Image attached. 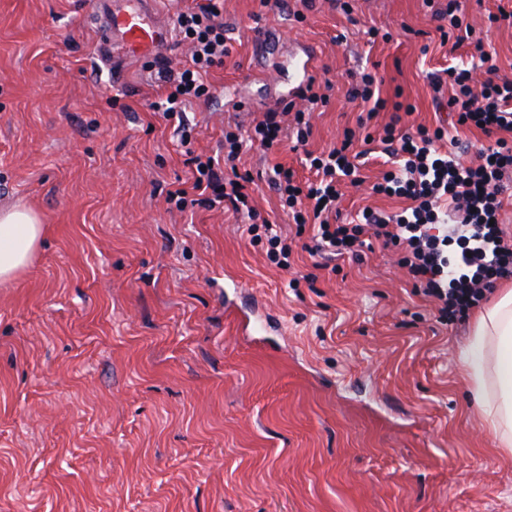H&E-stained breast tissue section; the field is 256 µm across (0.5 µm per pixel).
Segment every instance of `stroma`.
<instances>
[{"label": "stroma", "instance_id": "stroma-1", "mask_svg": "<svg viewBox=\"0 0 512 512\" xmlns=\"http://www.w3.org/2000/svg\"><path fill=\"white\" fill-rule=\"evenodd\" d=\"M93 2L0 0V207L46 226L0 283V512H512V461L460 362L470 321L439 320L380 241L314 269L269 184L278 164L312 178L307 152L351 128L365 184L342 182L341 222L401 211L370 192L389 168L383 128L398 104L413 108L404 127L448 121L431 77L463 65L484 79L473 46L442 43L426 0H349L348 15L224 0L230 53L212 98L185 109V144L151 105L169 92L155 72L188 64L186 46L106 61ZM498 4L461 0L460 16L512 79V26L488 20ZM310 46L334 88L305 148L289 127L237 163L292 249L285 270L248 216L168 195L191 186L189 154H223L225 133L281 106ZM364 72L379 112L348 96Z\"/></svg>", "mask_w": 512, "mask_h": 512}]
</instances>
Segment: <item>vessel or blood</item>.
Here are the masks:
<instances>
[{
  "instance_id": "1",
  "label": "vessel or blood",
  "mask_w": 512,
  "mask_h": 512,
  "mask_svg": "<svg viewBox=\"0 0 512 512\" xmlns=\"http://www.w3.org/2000/svg\"><path fill=\"white\" fill-rule=\"evenodd\" d=\"M96 12L104 45H118L123 54L144 57L169 40L170 30L149 0H99Z\"/></svg>"
}]
</instances>
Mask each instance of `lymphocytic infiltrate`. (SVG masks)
<instances>
[{
    "label": "lymphocytic infiltrate",
    "instance_id": "1",
    "mask_svg": "<svg viewBox=\"0 0 512 512\" xmlns=\"http://www.w3.org/2000/svg\"><path fill=\"white\" fill-rule=\"evenodd\" d=\"M220 16L218 0H206L179 13L178 32L189 47L191 62L178 70L162 67L157 71L158 81L171 87L165 100L155 105L166 119L181 118L187 103L210 99L204 76L228 54ZM475 47L487 65L481 84H474L470 69L448 70V110L454 124L479 127L487 134L512 131V79L499 77L483 41H476ZM400 121V116H393L382 138L386 153L398 158L399 166L385 171L372 186L373 194L408 200L400 213L385 215L367 207L362 223H332L340 178H348L354 186L362 183L355 133L349 128L332 149L309 156L317 182H297L291 169L279 166L273 188L297 232L312 228L315 244L310 254L325 249L337 256L355 255L363 248L365 235L373 234L384 246L399 251V265L436 302L440 320L460 322L497 280L512 278V244L505 243L497 222L502 180L512 170V147L497 140L481 151L477 164L465 166L438 152L436 144L447 134L444 126L420 125L411 132L401 128ZM191 162L195 167L191 190L211 191L215 202L227 203L236 212L247 207L250 174H224L213 160L198 156Z\"/></svg>",
    "mask_w": 512,
    "mask_h": 512
}]
</instances>
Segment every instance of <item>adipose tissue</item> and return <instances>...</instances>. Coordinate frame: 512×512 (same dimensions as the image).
Returning <instances> with one entry per match:
<instances>
[{"label":"adipose tissue","mask_w":512,"mask_h":512,"mask_svg":"<svg viewBox=\"0 0 512 512\" xmlns=\"http://www.w3.org/2000/svg\"><path fill=\"white\" fill-rule=\"evenodd\" d=\"M44 226L30 208L0 211V283L19 277L32 263ZM473 341L463 355L472 396L500 455L512 458V286L477 316Z\"/></svg>","instance_id":"obj_1"}]
</instances>
